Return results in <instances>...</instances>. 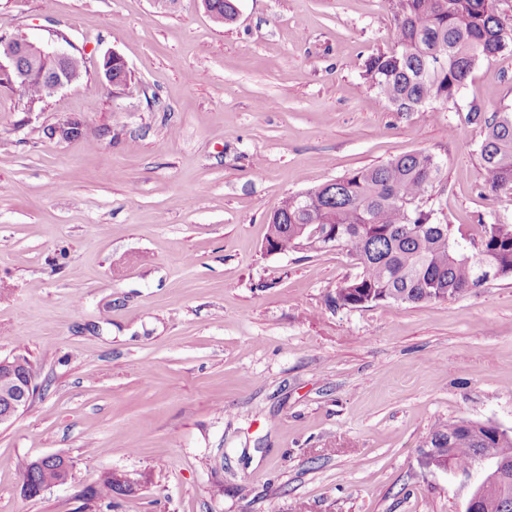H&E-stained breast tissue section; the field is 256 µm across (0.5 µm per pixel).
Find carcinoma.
Wrapping results in <instances>:
<instances>
[{
  "instance_id": "cac0c4a2",
  "label": "carcinoma",
  "mask_w": 512,
  "mask_h": 512,
  "mask_svg": "<svg viewBox=\"0 0 512 512\" xmlns=\"http://www.w3.org/2000/svg\"><path fill=\"white\" fill-rule=\"evenodd\" d=\"M208 2L215 21L226 24L236 18L237 0ZM394 25V45L370 56L363 76L398 112H418L433 103L457 104L476 67L512 49L500 0H394ZM0 86L31 109L56 94L50 78L14 83L0 78ZM465 121L481 136L485 191L512 192V113L490 115L473 106ZM439 174V162L425 152L351 171L287 197L268 218L266 241L274 251L285 253L306 237V226L331 225L336 240L311 243L308 250L345 247L361 268L336 289L333 302L340 307L454 299L471 291L480 265L498 269L503 278L512 277V224L481 223L474 235L461 224L442 223L427 207ZM445 440L456 470H467L479 456L503 463L502 479L482 483L483 512H512V435L460 417L436 425L423 447H441ZM22 477L25 496L34 498L39 488L59 482L60 463L48 460L36 468L27 460ZM136 483L126 474L108 472L84 495L110 507L114 497L130 494Z\"/></svg>"
}]
</instances>
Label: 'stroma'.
Returning <instances> with one entry per match:
<instances>
[{
	"label": "stroma",
	"instance_id": "35a3bbf8",
	"mask_svg": "<svg viewBox=\"0 0 512 512\" xmlns=\"http://www.w3.org/2000/svg\"><path fill=\"white\" fill-rule=\"evenodd\" d=\"M238 3L219 24L202 0H0V35L63 32L140 86L30 112L0 87V357L39 386L0 427V512H466L485 465L427 468L425 435L512 434V277L338 307L346 248H264L285 197L416 151L442 221L512 223L465 122L512 112V52L456 105L398 112L361 69L394 43L392 0ZM66 119L81 136L52 135ZM56 453L71 479L26 497L22 462ZM108 471L140 480L111 509L84 494Z\"/></svg>",
	"mask_w": 512,
	"mask_h": 512
}]
</instances>
